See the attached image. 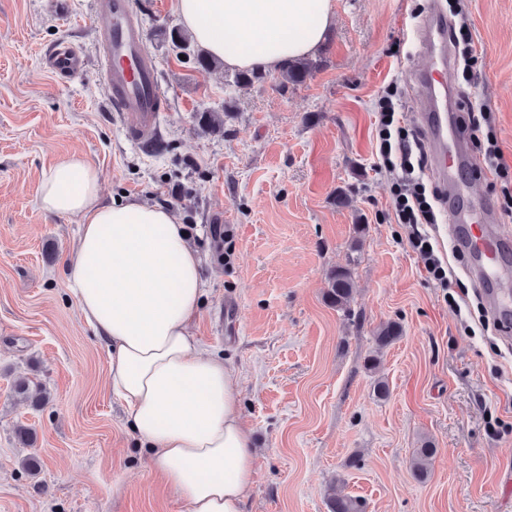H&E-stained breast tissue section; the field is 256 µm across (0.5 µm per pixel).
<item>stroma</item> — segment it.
I'll return each mask as SVG.
<instances>
[{"instance_id": "obj_1", "label": "stroma", "mask_w": 512, "mask_h": 512, "mask_svg": "<svg viewBox=\"0 0 512 512\" xmlns=\"http://www.w3.org/2000/svg\"><path fill=\"white\" fill-rule=\"evenodd\" d=\"M334 2L317 69L284 91L275 74L229 87L226 70L197 67V45L172 44L182 26L172 0H132L166 95L154 149L130 143L109 107L94 0H0V512H184L107 391L108 354L68 290L80 219L38 204L44 171L75 153L99 169L102 202L171 209L200 255L196 332L235 369L257 454L245 512H329L335 494L366 512H512V347L458 316L480 297L448 236L467 201L509 228L512 209L481 178L448 202L433 230L455 271L442 289L375 166L382 92L400 82L416 122L414 76L427 59L415 34L450 4ZM461 7L483 57L478 81L453 93L482 104L512 166V0ZM63 41L86 59L72 80L42 65ZM206 110L228 111L223 128L199 126ZM339 266L352 271L346 311L326 300ZM388 321L402 337L379 353L374 333ZM21 377L41 386L40 406L15 394ZM425 440L436 453L421 477L412 458ZM29 456L37 472L23 469Z\"/></svg>"}]
</instances>
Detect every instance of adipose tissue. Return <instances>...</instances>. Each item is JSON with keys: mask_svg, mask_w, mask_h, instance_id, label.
<instances>
[{"mask_svg": "<svg viewBox=\"0 0 512 512\" xmlns=\"http://www.w3.org/2000/svg\"><path fill=\"white\" fill-rule=\"evenodd\" d=\"M192 40L232 70L277 73L315 54L336 21L333 0H173ZM47 212L81 219L68 283L110 358L151 469L186 512H244L255 477L235 372L194 333L207 284L183 225L158 206L100 201V173L74 154L42 177Z\"/></svg>", "mask_w": 512, "mask_h": 512, "instance_id": "adipose-tissue-1", "label": "adipose tissue"}]
</instances>
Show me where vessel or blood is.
<instances>
[{
  "label": "vessel or blood",
  "mask_w": 512,
  "mask_h": 512,
  "mask_svg": "<svg viewBox=\"0 0 512 512\" xmlns=\"http://www.w3.org/2000/svg\"><path fill=\"white\" fill-rule=\"evenodd\" d=\"M99 10L108 20L101 34V78L111 91L114 112L126 121L129 137L144 145L155 136L158 112L165 99L158 87L153 62L143 49V30L135 19L131 0H100ZM448 31L442 23L425 22L419 41L430 64L418 75L422 112L420 119L429 146L434 149L438 179L444 188L461 190L469 184L475 161L460 154L463 137L453 113L448 110L453 76L444 54ZM46 67L55 73L77 74L84 59L76 49L63 46L45 54ZM512 242V233L491 230L484 213L473 214L469 223L454 227L453 243L470 258L479 284L488 286L487 304L502 318L512 317V289L505 281L512 272L503 263V253Z\"/></svg>",
  "instance_id": "b4317fda"
}]
</instances>
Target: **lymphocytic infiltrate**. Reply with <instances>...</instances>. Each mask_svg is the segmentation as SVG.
I'll list each match as a JSON object with an SVG mask.
<instances>
[{
    "instance_id": "1",
    "label": "lymphocytic infiltrate",
    "mask_w": 512,
    "mask_h": 512,
    "mask_svg": "<svg viewBox=\"0 0 512 512\" xmlns=\"http://www.w3.org/2000/svg\"><path fill=\"white\" fill-rule=\"evenodd\" d=\"M397 84H389L377 109L378 166L393 175L394 221L411 228L409 243L422 259L430 279L437 287L449 285L448 268L437 253V245L427 227L436 223L435 204L441 193L427 186L420 177L426 157L419 130L405 123L394 100Z\"/></svg>"
}]
</instances>
